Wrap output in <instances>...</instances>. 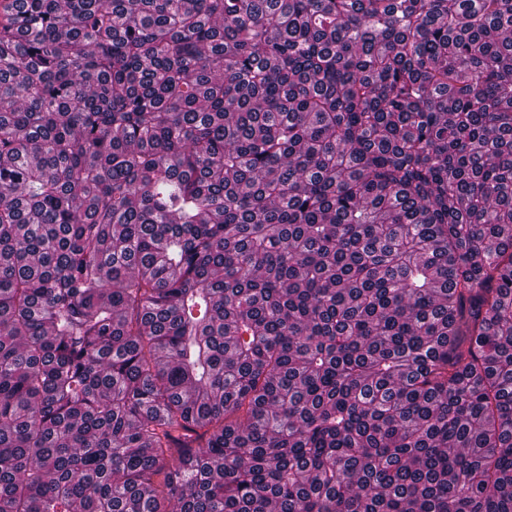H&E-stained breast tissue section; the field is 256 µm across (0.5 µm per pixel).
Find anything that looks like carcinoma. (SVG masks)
<instances>
[{"label":"carcinoma","instance_id":"cac0c4a2","mask_svg":"<svg viewBox=\"0 0 512 512\" xmlns=\"http://www.w3.org/2000/svg\"><path fill=\"white\" fill-rule=\"evenodd\" d=\"M0 512H512V0H0Z\"/></svg>","mask_w":512,"mask_h":512}]
</instances>
